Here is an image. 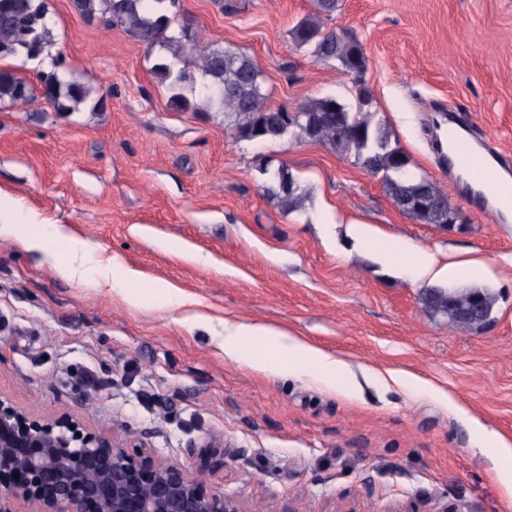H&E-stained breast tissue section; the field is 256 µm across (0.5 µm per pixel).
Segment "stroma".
Wrapping results in <instances>:
<instances>
[{
    "label": "stroma",
    "instance_id": "35a3bbf8",
    "mask_svg": "<svg viewBox=\"0 0 512 512\" xmlns=\"http://www.w3.org/2000/svg\"><path fill=\"white\" fill-rule=\"evenodd\" d=\"M45 5L54 52L108 98L66 117L39 96L1 104L0 186L96 245L87 274L100 258L116 275L137 268L213 322H185L184 309L151 296L136 307L105 285L75 287L22 247L41 224L19 225L0 237V396L36 419L68 415L117 443H146L249 512H512V458L482 435H512V220L494 223L460 197L430 132L433 120L467 114L512 151V0H342L327 22L363 45L376 117L412 171L466 217L454 233L401 213L354 157L289 135L240 141L219 117L173 109L155 54L131 33L104 29L72 0ZM310 9V0H179L176 15L202 42L253 56L271 107L294 112L322 96L355 104L339 62L292 42ZM281 166L307 193L300 210L263 191ZM348 220L444 262H485L498 297L492 323L463 331L425 312L432 279L358 248ZM167 241L203 261L166 251ZM228 320L285 327L344 356L358 372L354 401L314 375L226 359ZM363 367L423 385H387ZM208 441L220 453L203 472Z\"/></svg>",
    "mask_w": 512,
    "mask_h": 512
}]
</instances>
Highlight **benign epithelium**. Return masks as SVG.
Wrapping results in <instances>:
<instances>
[{
	"mask_svg": "<svg viewBox=\"0 0 512 512\" xmlns=\"http://www.w3.org/2000/svg\"><path fill=\"white\" fill-rule=\"evenodd\" d=\"M247 512L236 497L207 493L179 464L80 428L39 421L0 398V512Z\"/></svg>",
	"mask_w": 512,
	"mask_h": 512,
	"instance_id": "benign-epithelium-1",
	"label": "benign epithelium"
}]
</instances>
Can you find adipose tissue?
<instances>
[{
	"instance_id": "1",
	"label": "adipose tissue",
	"mask_w": 512,
	"mask_h": 512,
	"mask_svg": "<svg viewBox=\"0 0 512 512\" xmlns=\"http://www.w3.org/2000/svg\"><path fill=\"white\" fill-rule=\"evenodd\" d=\"M348 230L359 244L377 250L394 263L409 267L417 276L431 273L441 275L458 267L452 263H440L434 253L414 247L369 225L352 221L348 224ZM58 242L69 245L72 253L70 259L59 258L54 249ZM22 244L28 251L38 254L42 262L61 278L79 286L86 284L85 275L75 267L73 259L78 255L91 254L92 249L80 239L74 228L65 224H51L45 232L23 238ZM111 270V262H102L98 275L107 281L113 294L126 303L139 304V291L143 288L173 305L179 306L184 302L180 289L152 280L141 270L126 268L118 280L111 279ZM223 351L226 358L245 364L254 371L266 373L275 367L284 372L306 370L324 377L346 397L355 395L354 375L346 358L327 352L306 337L288 330L257 322L234 324L224 329Z\"/></svg>"
}]
</instances>
